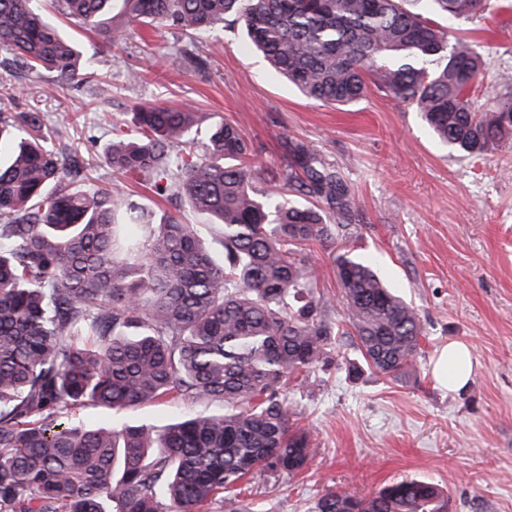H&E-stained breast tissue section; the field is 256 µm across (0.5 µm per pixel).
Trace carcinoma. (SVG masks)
I'll list each match as a JSON object with an SVG mask.
<instances>
[{
  "instance_id": "1",
  "label": "carcinoma",
  "mask_w": 512,
  "mask_h": 512,
  "mask_svg": "<svg viewBox=\"0 0 512 512\" xmlns=\"http://www.w3.org/2000/svg\"><path fill=\"white\" fill-rule=\"evenodd\" d=\"M40 0H0V51L61 83L89 82L93 62L43 18ZM64 13L119 47L139 27L183 32L182 63L204 69L196 43L217 26L241 31L308 99L338 107L371 89L419 112L453 151L479 157L512 139V71L479 107L486 61L452 26L495 0H61ZM0 87V512H249L256 471L294 477L315 455L283 389L348 336L359 365L401 381L425 327L374 258H338L342 313L316 295L311 247L347 240L355 192L310 144L290 139L286 192L260 191L242 133L212 128L205 150L189 106L135 108L102 162L113 178L148 177L218 226L216 258L193 224L154 223L130 194L74 186L64 125L15 112ZM213 400L162 433L124 415L153 402ZM112 411L86 428L71 411ZM448 491L392 481L367 497L326 493L317 512H448Z\"/></svg>"
}]
</instances>
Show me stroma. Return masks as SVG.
<instances>
[{
  "label": "stroma",
  "instance_id": "obj_1",
  "mask_svg": "<svg viewBox=\"0 0 512 512\" xmlns=\"http://www.w3.org/2000/svg\"><path fill=\"white\" fill-rule=\"evenodd\" d=\"M50 18L90 57L106 82L59 86L50 73H30L0 54V82L23 86L17 108L41 112L70 128L73 169L94 188H112L99 160L114 127L130 125L137 104L187 103L201 112L193 134L203 147L219 121L238 127L262 169H286V142L315 146L353 187L363 216L360 254L378 255L380 269L423 317L427 336L403 381L366 371L350 376L357 353L349 338L334 345L326 368L291 383L287 396L316 454L286 480L255 473L245 496L254 512H316L330 490L367 496L384 483L428 478L447 487L450 512H512V141L471 158L438 144L418 112L378 93L339 110L303 97L268 69L240 34L217 29L201 49L204 75L183 71L174 55L181 34L133 37L117 50L48 0ZM487 67L477 103L501 96V70H512V0L474 22L459 24ZM133 191L154 218L174 213L199 230L215 256L224 248L214 228L189 208ZM317 292L341 308L336 247L309 255ZM466 342L474 375L462 391L438 383L436 353ZM217 401L149 403L134 418L164 429L175 418L219 412Z\"/></svg>",
  "mask_w": 512,
  "mask_h": 512
}]
</instances>
